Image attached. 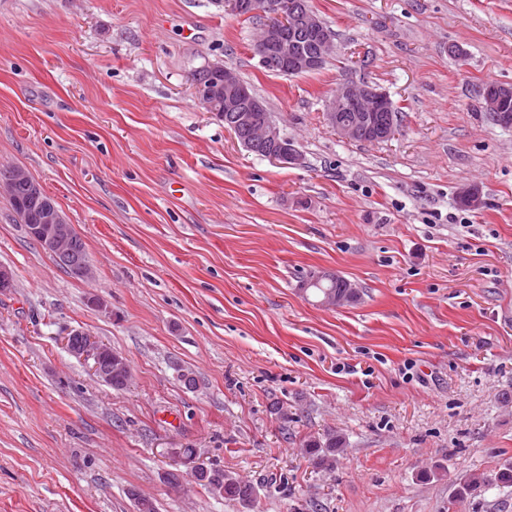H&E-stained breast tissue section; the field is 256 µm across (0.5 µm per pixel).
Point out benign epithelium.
Wrapping results in <instances>:
<instances>
[{"label":"benign epithelium","instance_id":"1","mask_svg":"<svg viewBox=\"0 0 512 512\" xmlns=\"http://www.w3.org/2000/svg\"><path fill=\"white\" fill-rule=\"evenodd\" d=\"M215 4L224 8L225 14L232 16L256 12L268 14L269 19L259 27L255 53L262 66L270 72L287 76L315 72L322 60L335 50L334 31L309 6L308 0H215ZM293 32L312 35L317 41L318 50L311 53L297 50L289 37ZM206 67L224 73V99L217 102L216 94L195 84L193 94L196 101L209 112L225 113L233 128L244 126L250 129V139L245 141L249 151L260 152L263 157L285 165L302 164L303 155L298 148L281 133L272 113L249 93L236 73L219 62H209ZM508 98H512L511 86L492 85L484 93L485 109L502 125L512 124V116L500 111V104ZM325 107L328 123L347 141L387 140L395 132L392 118L378 121L382 113L393 114L392 100L367 81L338 83ZM353 107L362 112V119L352 123L343 121L342 113ZM18 217L26 224L29 234L41 241L47 253L53 255L66 246L69 225L55 205L48 203L42 206L38 224L28 223V215L23 210L19 211ZM81 335L85 337V344L75 355L90 363L102 381L110 380L112 374L99 371L98 361L103 352L110 353L112 349L95 341L85 331Z\"/></svg>","mask_w":512,"mask_h":512}]
</instances>
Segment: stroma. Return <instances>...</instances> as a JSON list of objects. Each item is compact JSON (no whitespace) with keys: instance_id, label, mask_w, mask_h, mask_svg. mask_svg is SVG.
<instances>
[{"instance_id":"35a3bbf8","label":"stroma","mask_w":512,"mask_h":512,"mask_svg":"<svg viewBox=\"0 0 512 512\" xmlns=\"http://www.w3.org/2000/svg\"><path fill=\"white\" fill-rule=\"evenodd\" d=\"M310 4L336 51L289 77L215 0H0V166L54 199L91 268L67 274L0 192V512H512V486L458 493L512 466V128L482 97L512 86V0ZM208 62L303 164L195 100ZM363 79L401 113L380 143L323 116ZM311 272L359 300L322 306ZM75 329L127 359L126 389L68 351ZM330 429L346 446L313 468L301 445ZM183 448L253 505L195 483Z\"/></svg>"}]
</instances>
